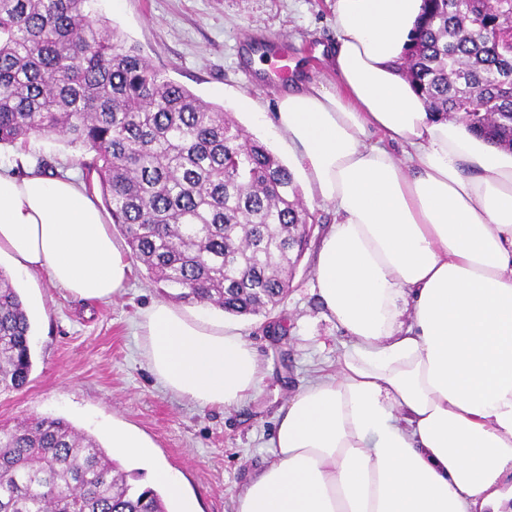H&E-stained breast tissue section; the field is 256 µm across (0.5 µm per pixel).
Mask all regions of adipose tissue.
Listing matches in <instances>:
<instances>
[{"label": "adipose tissue", "instance_id": "ef3b65f1", "mask_svg": "<svg viewBox=\"0 0 512 512\" xmlns=\"http://www.w3.org/2000/svg\"><path fill=\"white\" fill-rule=\"evenodd\" d=\"M421 9L336 0L334 83L277 102L273 128L336 209L315 288L352 342L280 406L235 512H512V153L431 115L400 72ZM2 255L82 299L131 275L83 186L39 171H0ZM140 328L175 396L230 409L262 380L250 343L205 309L159 302Z\"/></svg>", "mask_w": 512, "mask_h": 512}]
</instances>
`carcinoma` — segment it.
<instances>
[{"instance_id":"1","label":"carcinoma","mask_w":512,"mask_h":512,"mask_svg":"<svg viewBox=\"0 0 512 512\" xmlns=\"http://www.w3.org/2000/svg\"><path fill=\"white\" fill-rule=\"evenodd\" d=\"M94 0H0V146L55 135L92 154L112 223L162 294L235 316L284 299L313 215L294 173L221 107L150 67ZM401 69L428 111L512 152V0H424ZM0 270V395L33 367ZM59 417L0 426V512H167Z\"/></svg>"}]
</instances>
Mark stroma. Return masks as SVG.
<instances>
[{"mask_svg":"<svg viewBox=\"0 0 512 512\" xmlns=\"http://www.w3.org/2000/svg\"><path fill=\"white\" fill-rule=\"evenodd\" d=\"M96 9L153 69L203 101L224 107L237 124L284 164L295 155L270 123L237 109L253 100L273 115L280 96L314 85L336 39L333 0H97ZM269 39L296 47L285 80L269 83L261 50ZM84 150L57 137L0 148V167L22 176L46 163L74 176L100 198L96 176L81 165ZM302 198L315 222L287 296L269 315L225 316L249 340L265 370L257 392L239 407H199L155 381L143 356L139 323L161 294L139 262L130 282L108 301L86 300L54 286L45 273L16 276L33 329V368L20 392L0 395V425L27 417H62L110 447L113 429L151 444L200 512H234L235 497L264 465L281 404L309 376L335 371L348 336L325 319L314 292L315 256L335 220L333 205L309 188Z\"/></svg>","mask_w":512,"mask_h":512,"instance_id":"1","label":"stroma"}]
</instances>
